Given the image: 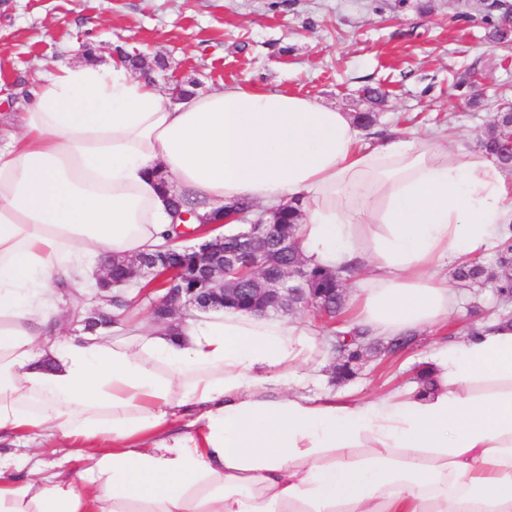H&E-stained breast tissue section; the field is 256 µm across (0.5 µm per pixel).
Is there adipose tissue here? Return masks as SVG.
I'll return each instance as SVG.
<instances>
[{"mask_svg": "<svg viewBox=\"0 0 512 512\" xmlns=\"http://www.w3.org/2000/svg\"><path fill=\"white\" fill-rule=\"evenodd\" d=\"M444 141L367 143L349 113L244 83L168 98L117 61L34 78L0 149V433L112 450L50 486L0 458V512H512L510 320L367 401L317 389L328 342L300 316L58 333L55 283L166 249L173 194L203 218L298 206L303 257L353 282L347 327L441 326L457 307L441 270L512 224L498 164Z\"/></svg>", "mask_w": 512, "mask_h": 512, "instance_id": "1", "label": "adipose tissue"}]
</instances>
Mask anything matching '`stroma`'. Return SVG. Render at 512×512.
Masks as SVG:
<instances>
[{
	"label": "stroma",
	"instance_id": "obj_1",
	"mask_svg": "<svg viewBox=\"0 0 512 512\" xmlns=\"http://www.w3.org/2000/svg\"><path fill=\"white\" fill-rule=\"evenodd\" d=\"M487 0H0V127L16 122L27 81L59 63L144 56L161 93L247 82L315 99L344 112H375L371 136L447 129L449 149L476 152L512 98V45L490 42ZM93 56H86V48ZM385 94L380 105L363 88ZM447 325L416 331L394 355L366 353L357 376L337 380L335 360L315 374L321 388L364 401L419 377L437 340H459L476 324L512 315L493 283L458 288ZM108 443L61 436L0 438V455L52 476L85 466Z\"/></svg>",
	"mask_w": 512,
	"mask_h": 512
}]
</instances>
